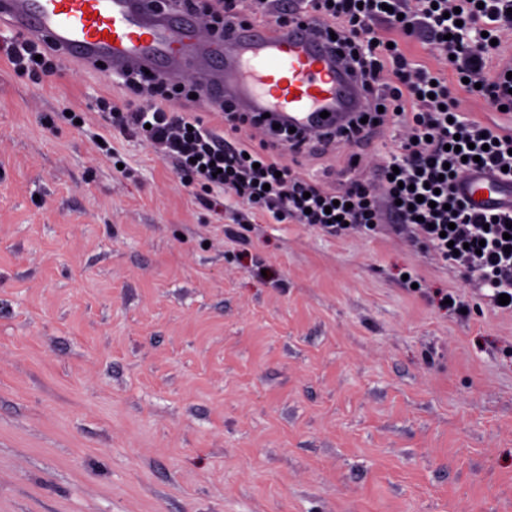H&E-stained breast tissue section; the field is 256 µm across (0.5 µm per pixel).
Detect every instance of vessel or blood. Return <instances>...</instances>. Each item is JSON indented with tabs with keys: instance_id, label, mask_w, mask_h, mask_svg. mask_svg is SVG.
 Instances as JSON below:
<instances>
[{
	"instance_id": "vessel-or-blood-1",
	"label": "vessel or blood",
	"mask_w": 512,
	"mask_h": 512,
	"mask_svg": "<svg viewBox=\"0 0 512 512\" xmlns=\"http://www.w3.org/2000/svg\"><path fill=\"white\" fill-rule=\"evenodd\" d=\"M0 22L51 46L64 63L172 84L192 77L200 106L223 100L253 117L270 114L296 141L349 131L371 108L358 77L315 33L312 14L300 28L234 21L223 36L206 38L171 0H0ZM456 191L476 211L512 210V184L491 170L469 172Z\"/></svg>"
}]
</instances>
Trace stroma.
<instances>
[{"mask_svg":"<svg viewBox=\"0 0 512 512\" xmlns=\"http://www.w3.org/2000/svg\"><path fill=\"white\" fill-rule=\"evenodd\" d=\"M130 100L0 52V512H512V314L391 225L184 186ZM398 137L280 157L337 189Z\"/></svg>","mask_w":512,"mask_h":512,"instance_id":"35a3bbf8","label":"stroma"}]
</instances>
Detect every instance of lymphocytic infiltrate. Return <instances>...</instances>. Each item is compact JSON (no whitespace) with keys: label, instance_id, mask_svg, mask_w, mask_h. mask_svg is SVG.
<instances>
[{"label":"lymphocytic infiltrate","instance_id":"obj_1","mask_svg":"<svg viewBox=\"0 0 512 512\" xmlns=\"http://www.w3.org/2000/svg\"><path fill=\"white\" fill-rule=\"evenodd\" d=\"M256 11L278 26L315 14L380 107L377 125L400 128L394 157L377 174V194L357 180L326 190L278 162L269 144L244 151L175 109L176 88L137 75L123 79L133 104L108 114L113 133H143L179 174L230 191L280 221L338 236L360 224L394 225L449 267L477 273L493 295L512 298V212H478L455 191L478 166L512 182V127L463 117L447 80L415 66L387 37L391 30L412 37L415 20H422L436 50L453 57L463 91L511 113L512 73L491 61L494 39L512 28V0H257Z\"/></svg>","mask_w":512,"mask_h":512}]
</instances>
